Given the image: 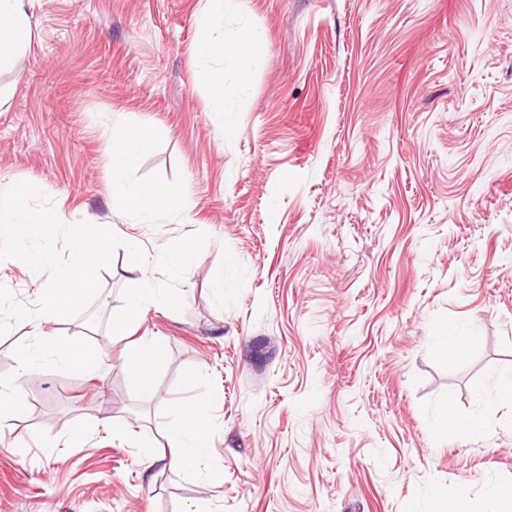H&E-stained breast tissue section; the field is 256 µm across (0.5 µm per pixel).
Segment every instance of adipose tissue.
Returning a JSON list of instances; mask_svg holds the SVG:
<instances>
[{
	"instance_id": "ef3b65f1",
	"label": "adipose tissue",
	"mask_w": 512,
	"mask_h": 512,
	"mask_svg": "<svg viewBox=\"0 0 512 512\" xmlns=\"http://www.w3.org/2000/svg\"><path fill=\"white\" fill-rule=\"evenodd\" d=\"M230 0H206L198 21L197 57L204 67L213 110L226 111L224 71L212 67L214 58L234 51L239 77L248 81L257 52L258 41L248 31L240 33L234 43L215 37V26L223 17ZM31 35L24 0H0V70L10 67ZM152 145V134L144 127L120 119L113 121L108 134L107 150L111 168L112 200L139 223L170 212H183L188 204L168 187L154 182L133 183L129 173ZM150 256L136 245L126 249V270L131 279L121 308L112 312V326L132 328L144 310L178 305L177 294L166 288L151 287L148 278ZM166 351L163 337H143L129 342L123 352L122 369L130 385L145 396L156 392L158 365ZM162 445H147L145 452L155 460L184 471L200 464L209 447V405L202 401L184 403L173 408L159 428Z\"/></svg>"
}]
</instances>
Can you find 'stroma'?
<instances>
[{"label":"stroma","instance_id":"35a3bbf8","mask_svg":"<svg viewBox=\"0 0 512 512\" xmlns=\"http://www.w3.org/2000/svg\"><path fill=\"white\" fill-rule=\"evenodd\" d=\"M205 0H26L32 37L0 71V177L28 181L64 223L128 243L199 245L183 302L134 337H164L157 393L121 369L124 252L100 275L84 337L95 370L18 371L29 321L0 337L25 415L0 420V512H430L466 494L484 512L512 481V0H232L217 29L253 32L248 84L227 56L214 111L196 57ZM154 134L130 178L186 198L132 223L112 203L115 117ZM467 358H441L442 331ZM212 397L202 467L141 449L171 404ZM486 426L438 433L443 402ZM59 442L47 454L45 437ZM442 336L437 342V349L446 358L458 356L462 350L470 349L479 341L478 336H454L448 334V330Z\"/></svg>","mask_w":512,"mask_h":512}]
</instances>
